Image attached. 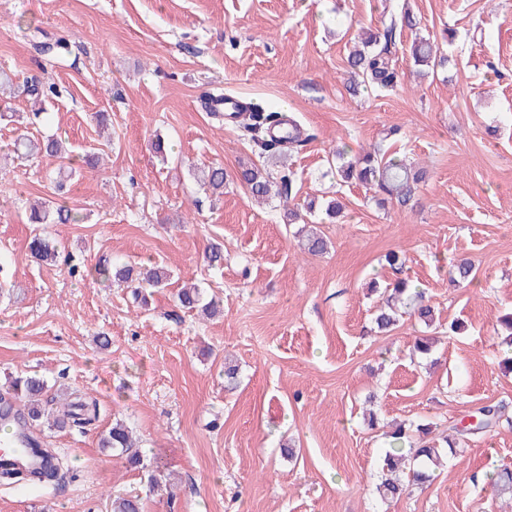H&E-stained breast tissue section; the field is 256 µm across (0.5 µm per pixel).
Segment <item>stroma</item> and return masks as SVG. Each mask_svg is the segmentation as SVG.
<instances>
[{
    "instance_id": "obj_1",
    "label": "stroma",
    "mask_w": 512,
    "mask_h": 512,
    "mask_svg": "<svg viewBox=\"0 0 512 512\" xmlns=\"http://www.w3.org/2000/svg\"><path fill=\"white\" fill-rule=\"evenodd\" d=\"M407 7L420 24L391 48L398 86L350 94L354 37ZM417 34L448 57L427 77L408 53ZM58 39L64 54L36 48ZM1 70L60 95L38 118L28 95L0 99V273L10 283L0 398L6 378L36 374L49 394L96 398L100 415L85 430L38 423L71 471L40 486L0 483V512H110L126 494L142 512H512V495L482 489L487 474L512 469L500 325L512 311V0H0ZM218 87L288 109L311 133L287 178L292 203L345 204V218L319 225L326 253L300 249L302 224L282 203L257 204L233 180L217 197L194 178L259 161L237 124L205 112ZM98 112L109 115L102 130ZM22 133L97 157L66 184L78 223L27 224L30 203L56 199L58 163L9 159ZM158 136L171 146L164 164L151 149ZM379 143L427 168L417 207L379 206L329 174L333 148ZM35 232L60 242L56 264L31 258ZM214 244L217 268L205 261ZM392 250L424 289L432 327L405 317L374 332ZM105 257L164 266L169 283L137 304L126 286L88 276ZM462 258L475 277L449 287L448 264ZM187 282L219 299L221 314L182 308ZM99 332L109 349L97 348ZM426 334L438 339L432 357L411 356ZM228 358L240 369L232 389ZM488 404L502 406L499 426L466 440L431 483L380 501L374 473L393 423L442 433ZM117 419L173 488L151 489L147 471L101 447Z\"/></svg>"
}]
</instances>
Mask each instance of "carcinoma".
Returning a JSON list of instances; mask_svg holds the SVG:
<instances>
[{
  "instance_id": "obj_1",
  "label": "carcinoma",
  "mask_w": 512,
  "mask_h": 512,
  "mask_svg": "<svg viewBox=\"0 0 512 512\" xmlns=\"http://www.w3.org/2000/svg\"><path fill=\"white\" fill-rule=\"evenodd\" d=\"M401 27L415 29L417 20L408 11L401 13ZM396 22H391L385 33L368 34L362 40V48L354 50L348 57L347 63L352 72L360 78V82L351 86L353 93H358L359 87L389 89L397 84L398 72L395 61L391 57L388 45L381 40H389L396 30ZM410 54L415 64L431 66L436 63L434 44L426 37H417L410 47ZM27 95L34 102L44 104L46 98L59 95L57 87L50 85L44 89L37 84L27 87ZM286 124L288 129L283 131L280 139L266 138L270 125ZM243 128L249 133L250 140L263 152L268 154L267 162L273 167H285L284 159L288 154L301 149L307 139L301 137L298 122L292 118L285 120L277 111H271L259 104L250 107L244 118ZM17 149L24 151L27 156H48L74 164V160H66V148L57 138H47L39 142L20 141ZM347 151L338 148L335 157L340 161L336 165V174L343 182L358 181L366 186L382 203H395L401 207L412 201L418 185L426 180L427 169L412 163H406L381 149L363 150L350 158H345ZM199 180L214 194L224 190L226 173L221 167L203 170L198 175ZM248 191L259 200H268L275 196H285L278 187V181L273 173L257 166L246 167L238 173ZM78 218L67 202L60 199L52 204L33 207L30 210L32 224H72ZM28 249L33 258L51 265L57 261L59 249L57 244L39 234H34ZM91 275L103 283H138L132 294L135 298L146 300L143 287L160 288L164 286L169 274L168 270L153 266L145 271L137 270L127 264L112 263L102 260L90 270ZM472 265L460 260L448 270V280L457 285L471 282ZM388 298L386 305L379 308L375 316L377 328L385 333L394 330L399 321L395 304H401L404 313L417 317L425 324L433 320L431 306L425 301L424 292L411 284L406 278H399L387 285ZM179 304L188 310L201 309L204 314L213 316L218 311V303L204 301L202 290L196 286L182 289L178 293ZM47 387L46 381L37 375H22L11 378L9 391L15 402L22 406L26 424L30 425L41 420L45 415L42 409V396ZM501 407L484 406L479 409L480 422L477 427L463 428L458 425L451 427L452 446L456 447L467 435L486 432L493 428L501 418ZM99 417V407L94 399H80L70 402L62 399L59 407L50 414L49 426L63 427L70 425L85 429ZM432 433V425L401 424L388 435L389 450L385 451L381 460L379 472L376 475L375 488L385 502H392L402 496L410 486L424 484L431 480L433 466L439 460L440 452L434 442L427 439ZM101 447L108 448L116 455L125 458L132 467L147 468L143 457L134 450V443L127 427L120 421L100 439ZM35 453L41 455L38 465L22 466L17 463H6L0 466V478L6 481H23L29 484L51 482L58 476L54 467L55 457L46 448H37ZM488 485L495 491H512V472L503 470L487 476ZM111 512H141L140 498L137 496H117L112 499Z\"/></svg>"
}]
</instances>
